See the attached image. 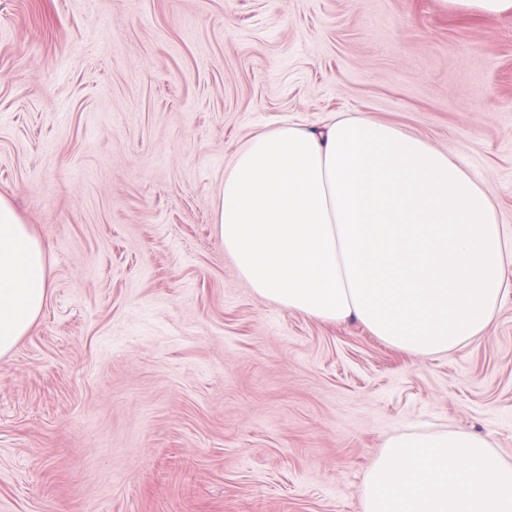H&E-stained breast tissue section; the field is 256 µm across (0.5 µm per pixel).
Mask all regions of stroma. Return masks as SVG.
Listing matches in <instances>:
<instances>
[{"instance_id": "obj_1", "label": "stroma", "mask_w": 512, "mask_h": 512, "mask_svg": "<svg viewBox=\"0 0 512 512\" xmlns=\"http://www.w3.org/2000/svg\"><path fill=\"white\" fill-rule=\"evenodd\" d=\"M364 112L452 150L512 266V14L438 0H0V195L51 288L0 358V512H360L400 430L512 461V290L407 359L260 299L211 222L259 130Z\"/></svg>"}]
</instances>
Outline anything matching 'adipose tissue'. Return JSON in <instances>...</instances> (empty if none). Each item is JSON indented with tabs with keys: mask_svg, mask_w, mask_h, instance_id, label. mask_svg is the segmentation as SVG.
Instances as JSON below:
<instances>
[{
	"mask_svg": "<svg viewBox=\"0 0 512 512\" xmlns=\"http://www.w3.org/2000/svg\"><path fill=\"white\" fill-rule=\"evenodd\" d=\"M212 222L258 297L412 359L480 337L511 285L497 205L458 157L361 112L254 134ZM49 288L42 241L0 196V357Z\"/></svg>",
	"mask_w": 512,
	"mask_h": 512,
	"instance_id": "1",
	"label": "adipose tissue"
}]
</instances>
